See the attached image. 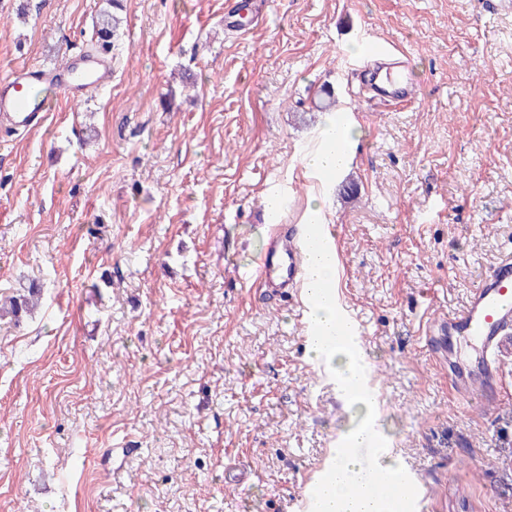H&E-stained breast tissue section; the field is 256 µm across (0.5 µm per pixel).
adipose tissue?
I'll return each instance as SVG.
<instances>
[{
    "mask_svg": "<svg viewBox=\"0 0 512 512\" xmlns=\"http://www.w3.org/2000/svg\"><path fill=\"white\" fill-rule=\"evenodd\" d=\"M361 136L356 123L340 122L335 113H325L318 145L301 155L305 171L317 181L334 180L349 168ZM306 264L305 291L312 320L324 335H332L339 324L333 294L336 255L315 250L308 255ZM374 424L372 414L368 413L346 431L345 445L336 451L334 471L313 488L315 512H396L393 502L377 495L374 477L356 455L357 449L367 446Z\"/></svg>",
    "mask_w": 512,
    "mask_h": 512,
    "instance_id": "1",
    "label": "adipose tissue"
}]
</instances>
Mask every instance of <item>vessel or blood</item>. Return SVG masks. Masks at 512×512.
Wrapping results in <instances>:
<instances>
[{
	"label": "vessel or blood",
	"mask_w": 512,
	"mask_h": 512,
	"mask_svg": "<svg viewBox=\"0 0 512 512\" xmlns=\"http://www.w3.org/2000/svg\"><path fill=\"white\" fill-rule=\"evenodd\" d=\"M111 81L112 58L103 52H74L58 67L16 69L0 78V126L21 130L45 121L50 110L47 91H59L78 101ZM371 87L374 97L386 104L411 99L404 77L385 76L377 70L371 75ZM335 247L334 226L297 224L269 237L257 268L244 271L243 277L257 283L266 295L283 294L302 287L304 257L310 249ZM425 338L441 359H447L455 342L473 343L475 355L468 362L447 360L448 381L461 396L475 389L496 394L500 377L495 361L512 351V255L482 276L463 308L427 324Z\"/></svg>",
	"instance_id": "1"
}]
</instances>
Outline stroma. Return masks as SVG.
Listing matches in <instances>:
<instances>
[{
	"label": "stroma",
	"instance_id": "35a3bbf8",
	"mask_svg": "<svg viewBox=\"0 0 512 512\" xmlns=\"http://www.w3.org/2000/svg\"><path fill=\"white\" fill-rule=\"evenodd\" d=\"M121 0L112 83L0 128V503L7 512H293L356 409L294 298L241 280L303 219L324 115L363 136L329 189L340 297L366 339L387 458L425 512H512L504 395L462 398L422 339L512 253V11L495 0ZM101 0H0V77L90 49ZM414 87H367L363 35ZM382 70L377 69L371 75L373 97L380 99L386 105H390L394 101H411L407 74L399 79L398 77L383 76ZM40 299L41 287L37 284H32L12 296L0 299V320L7 316L17 320L22 314H30L39 306Z\"/></svg>",
	"mask_w": 512,
	"mask_h": 512
}]
</instances>
